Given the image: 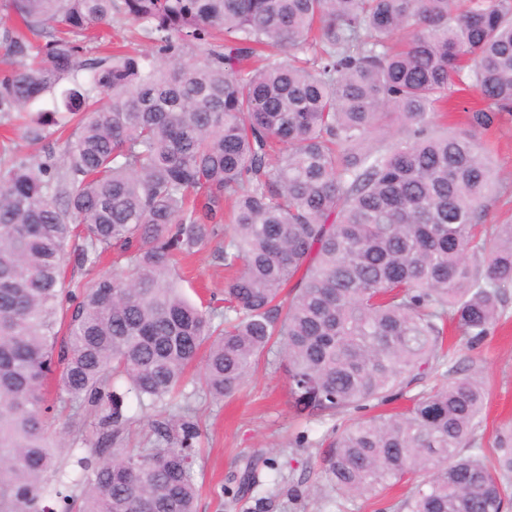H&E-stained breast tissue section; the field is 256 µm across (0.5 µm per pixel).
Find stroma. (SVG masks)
<instances>
[{
  "instance_id": "obj_1",
  "label": "stroma",
  "mask_w": 512,
  "mask_h": 512,
  "mask_svg": "<svg viewBox=\"0 0 512 512\" xmlns=\"http://www.w3.org/2000/svg\"><path fill=\"white\" fill-rule=\"evenodd\" d=\"M492 164L499 175L497 200L485 221L499 224L512 219V116L505 118L492 140ZM182 288L190 300L221 291L224 265L212 248L187 258ZM453 363L481 372L489 400L477 431L479 444L495 447L499 435L512 431V318L500 322L485 340L469 346L457 340L450 352ZM278 353L252 375L235 396L212 400L203 389V367L191 370L192 383L184 399L196 412L201 434L194 446V469L200 484L197 512H222L212 494L227 483L246 458L262 454L275 458L282 477L275 489L274 512H376L369 501L330 497L322 471V456L333 438V426L296 419L291 409L288 382L279 370ZM51 431L61 443V459L69 474H76L75 460L96 438L95 414L83 410L77 424H54Z\"/></svg>"
}]
</instances>
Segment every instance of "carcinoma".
Masks as SVG:
<instances>
[{
  "label": "carcinoma",
  "instance_id": "cac0c4a2",
  "mask_svg": "<svg viewBox=\"0 0 512 512\" xmlns=\"http://www.w3.org/2000/svg\"><path fill=\"white\" fill-rule=\"evenodd\" d=\"M7 7L21 27L0 38V114L58 90L69 134L60 161L0 148V512H73L52 375L58 398L101 411L76 460L81 512H196L200 427L169 408L197 361L222 400L276 345L296 416L342 420L323 459L336 497L404 485L401 512H504L512 436L478 447L487 387L448 366L445 341L451 325L481 342L512 293L481 147L512 116V0ZM117 18L146 49L83 57ZM465 86L481 105L450 131ZM212 242L229 276L193 304L175 266ZM131 396L165 445L121 447ZM265 468L217 495L241 500Z\"/></svg>",
  "mask_w": 512,
  "mask_h": 512
}]
</instances>
